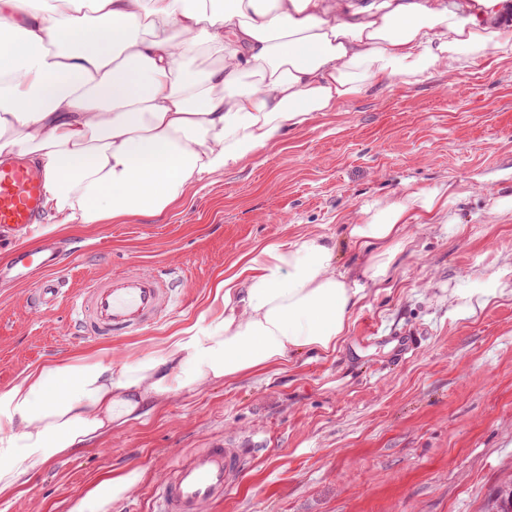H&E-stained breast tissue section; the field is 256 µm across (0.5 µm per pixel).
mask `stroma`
I'll use <instances>...</instances> for the list:
<instances>
[{
	"label": "stroma",
	"mask_w": 512,
	"mask_h": 512,
	"mask_svg": "<svg viewBox=\"0 0 512 512\" xmlns=\"http://www.w3.org/2000/svg\"><path fill=\"white\" fill-rule=\"evenodd\" d=\"M441 183L467 194L458 224L408 225L405 251L367 287L335 353L179 394L51 461L0 512H68L128 468L142 483L110 512H149L154 479L182 452L229 436L254 438V458L207 512H490L512 488V214L487 210L512 187V61L388 80L161 215L49 233L71 253V289L167 262L188 295L156 326L84 341L69 334L66 306L37 313L28 286H0V388L49 361L154 350L213 305L215 283L253 249L340 236L365 201ZM470 277L498 283L475 310L455 296Z\"/></svg>",
	"instance_id": "stroma-1"
}]
</instances>
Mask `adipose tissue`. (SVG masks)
I'll return each mask as SVG.
<instances>
[{"mask_svg": "<svg viewBox=\"0 0 512 512\" xmlns=\"http://www.w3.org/2000/svg\"><path fill=\"white\" fill-rule=\"evenodd\" d=\"M489 58L512 60V0H0V164L39 157L47 229L119 224L384 81ZM462 198L447 184L364 202L344 228L374 250L356 271L323 234L268 245L217 283L218 312L157 351L26 370L0 390V497L171 396L334 353L407 225L456 224ZM141 481L124 470L68 512H109Z\"/></svg>", "mask_w": 512, "mask_h": 512, "instance_id": "1", "label": "adipose tissue"}]
</instances>
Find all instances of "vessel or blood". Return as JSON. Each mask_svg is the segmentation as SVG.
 Masks as SVG:
<instances>
[{
  "instance_id": "1",
  "label": "vessel or blood",
  "mask_w": 512,
  "mask_h": 512,
  "mask_svg": "<svg viewBox=\"0 0 512 512\" xmlns=\"http://www.w3.org/2000/svg\"><path fill=\"white\" fill-rule=\"evenodd\" d=\"M42 195L43 184L29 163L0 167V232H20L37 223ZM64 267L62 254L51 247L18 246L0 268V281L32 285L34 310L67 306L75 334L86 340L134 333L177 310V266L113 273L76 291L61 280ZM252 454V449L226 441L183 455L153 489L155 512H204L207 505L223 501L238 484Z\"/></svg>"
}]
</instances>
